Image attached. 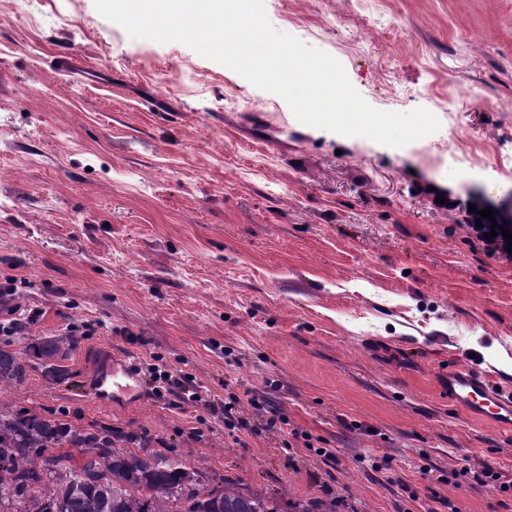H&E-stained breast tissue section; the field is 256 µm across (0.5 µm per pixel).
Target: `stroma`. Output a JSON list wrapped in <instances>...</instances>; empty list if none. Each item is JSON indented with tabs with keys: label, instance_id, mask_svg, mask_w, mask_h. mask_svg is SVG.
<instances>
[{
	"label": "stroma",
	"instance_id": "35a3bbf8",
	"mask_svg": "<svg viewBox=\"0 0 512 512\" xmlns=\"http://www.w3.org/2000/svg\"><path fill=\"white\" fill-rule=\"evenodd\" d=\"M270 24L338 60L374 109L437 112L393 148L301 123L279 95L178 42L135 39L94 0H0V283L38 311L12 338L80 334L46 383L0 392L74 424L142 437L208 475L337 512H512V490L450 484L512 431L448 400L466 365L512 392V261L465 205L512 195V0H264ZM458 144L467 162L448 155ZM446 203H438L437 191ZM140 367L136 406L87 378ZM203 389L148 386V365ZM251 393L286 432H228L212 405ZM469 204L475 205L477 212L469 211ZM485 208H490L488 204L479 196L473 197L466 205H465V223L473 230L476 235V238L479 242L482 243L484 251L489 256H499L505 257L508 260L512 258V247L508 246V243H512L508 241V239L503 238L501 230H499L498 225L494 227V229L498 232V235L493 238V242H489V233L491 231L490 224L491 220L487 218L481 217L478 214V211L484 210ZM476 218H481V222L483 227H476ZM484 234H488V238L484 237ZM507 248H511V253H508Z\"/></svg>",
	"mask_w": 512,
	"mask_h": 512
}]
</instances>
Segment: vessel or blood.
<instances>
[{"instance_id": "obj_1", "label": "vessel or blood", "mask_w": 512, "mask_h": 512, "mask_svg": "<svg viewBox=\"0 0 512 512\" xmlns=\"http://www.w3.org/2000/svg\"><path fill=\"white\" fill-rule=\"evenodd\" d=\"M140 388L138 373L123 361L92 379L94 397L105 407L132 399ZM448 398L471 417L512 428V393L490 385L479 371L463 365L449 368Z\"/></svg>"}]
</instances>
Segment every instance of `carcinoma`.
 <instances>
[{"label":"carcinoma","instance_id":"carcinoma-1","mask_svg":"<svg viewBox=\"0 0 512 512\" xmlns=\"http://www.w3.org/2000/svg\"><path fill=\"white\" fill-rule=\"evenodd\" d=\"M70 336L46 337L24 349L0 345V391L21 383L40 360L49 384L61 381ZM55 448H74L54 454ZM145 447L119 448L105 428L81 427L32 408L0 403V504L8 512H282L278 498L219 481ZM293 512H336L333 501L301 500Z\"/></svg>","mask_w":512,"mask_h":512}]
</instances>
